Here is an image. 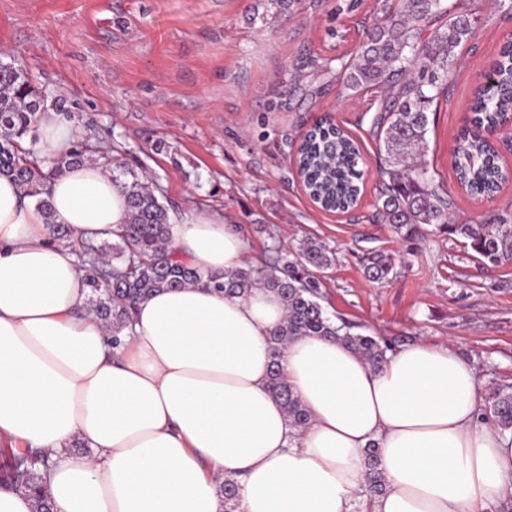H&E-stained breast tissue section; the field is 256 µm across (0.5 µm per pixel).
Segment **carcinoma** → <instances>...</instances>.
<instances>
[{
    "instance_id": "obj_1",
    "label": "carcinoma",
    "mask_w": 512,
    "mask_h": 512,
    "mask_svg": "<svg viewBox=\"0 0 512 512\" xmlns=\"http://www.w3.org/2000/svg\"><path fill=\"white\" fill-rule=\"evenodd\" d=\"M468 0H402L391 10L383 5L384 20L366 33L353 62L341 66L343 88L375 97L368 111L377 140L382 142V186L374 204L377 215L395 232L412 238L419 225L432 224L442 233L463 239L464 248L485 264L497 266L512 260V212H502L481 224L457 222L451 203L433 185V175L419 161L427 150L429 114L433 103L447 94L448 75L456 68L457 49L476 35ZM493 68L499 79L495 97L480 91L468 107L469 115L456 141L455 172L458 182L473 196L491 197L508 180V170L498 163L494 147L485 137L493 127L512 123V42L500 51ZM66 109L59 97L52 100L37 90L26 71L0 65V175L13 178L38 205L50 212V180L69 165L85 160L88 145L75 143L69 155L51 167L44 166L21 147L34 136L38 113L46 104ZM303 184L323 209L347 211L361 193L356 143L326 115L304 135L297 149ZM126 191L129 220L112 232L107 246L92 240L74 241L82 258L85 282L90 288V310L112 333L132 320L135 305L157 292L183 288L207 280V285L227 297H240L253 289L278 295L285 309L283 321L271 332V390L283 407L290 426L304 431L309 415L299 395L281 373L280 361L288 343L304 336L334 338L373 368L387 361L395 342L382 336L352 332L353 325L331 315L323 305V282L315 271L331 266V250L321 242L301 240L289 255H278L261 267L246 266L224 276L203 272L176 259L169 250L167 207L132 171L116 175ZM365 277L385 279L392 270L378 252L363 258ZM489 416L504 432L512 431V389H497L488 398ZM365 480L369 498L386 490L379 467V448L372 443L365 452ZM11 485L29 493L35 512H50L51 505L39 468L30 452L9 449V460L0 470V486ZM224 512H235L240 483L235 475L224 477Z\"/></svg>"
}]
</instances>
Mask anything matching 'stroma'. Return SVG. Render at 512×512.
Returning a JSON list of instances; mask_svg holds the SVG:
<instances>
[{"label":"stroma","instance_id":"35a3bbf8","mask_svg":"<svg viewBox=\"0 0 512 512\" xmlns=\"http://www.w3.org/2000/svg\"><path fill=\"white\" fill-rule=\"evenodd\" d=\"M337 0H0V63L22 67L66 99L87 158L150 176L170 217L190 211L237 224L249 263L313 237L334 253L321 274L327 308L358 333L447 343L474 364L483 395L512 386V261L484 267L458 238L422 225L401 239L376 214L379 149L368 101L347 94L336 57L353 59L379 0L353 16ZM477 33L459 53L448 94L430 113L424 162L458 221L512 209V182L471 197L454 170L473 91L512 40V0H472ZM360 145L362 196L323 211L297 173V147L324 114ZM392 271L368 281L360 258Z\"/></svg>","mask_w":512,"mask_h":512}]
</instances>
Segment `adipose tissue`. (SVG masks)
Segmentation results:
<instances>
[{
    "label": "adipose tissue",
    "mask_w": 512,
    "mask_h": 512,
    "mask_svg": "<svg viewBox=\"0 0 512 512\" xmlns=\"http://www.w3.org/2000/svg\"><path fill=\"white\" fill-rule=\"evenodd\" d=\"M76 136L50 106L32 149L56 161ZM47 198L45 210L0 177V440L50 453L52 512H224L228 473L240 478L238 512H354L372 443L388 489L371 512H481L512 499V433L480 421L476 369L447 346L419 342L375 369L336 339L293 340L282 375L309 411L296 432L270 388L268 337L285 314L275 293L164 290L136 305L113 347L52 227L110 237L129 218L125 191L88 161ZM169 236L207 273L245 264L222 215L192 212ZM77 440L87 453L72 452Z\"/></svg>",
    "instance_id": "adipose-tissue-1"
}]
</instances>
